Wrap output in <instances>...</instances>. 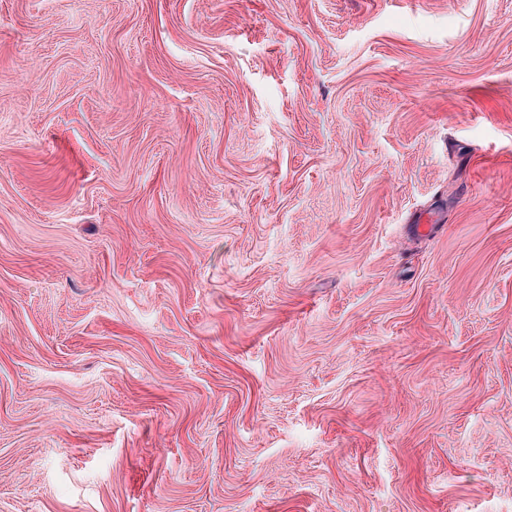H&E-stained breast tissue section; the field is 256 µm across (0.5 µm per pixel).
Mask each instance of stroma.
<instances>
[{
  "instance_id": "stroma-1",
  "label": "stroma",
  "mask_w": 512,
  "mask_h": 512,
  "mask_svg": "<svg viewBox=\"0 0 512 512\" xmlns=\"http://www.w3.org/2000/svg\"><path fill=\"white\" fill-rule=\"evenodd\" d=\"M0 512H512V0H0Z\"/></svg>"
}]
</instances>
